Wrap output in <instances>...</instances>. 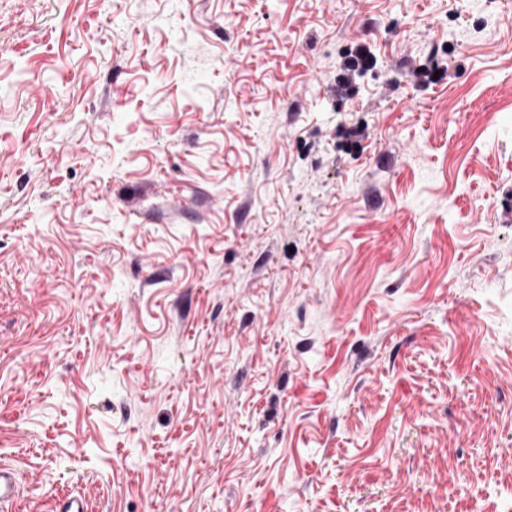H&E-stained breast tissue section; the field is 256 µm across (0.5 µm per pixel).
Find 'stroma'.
Listing matches in <instances>:
<instances>
[{
  "mask_svg": "<svg viewBox=\"0 0 512 512\" xmlns=\"http://www.w3.org/2000/svg\"><path fill=\"white\" fill-rule=\"evenodd\" d=\"M10 512H512V4L0 0Z\"/></svg>",
  "mask_w": 512,
  "mask_h": 512,
  "instance_id": "35a3bbf8",
  "label": "stroma"
}]
</instances>
